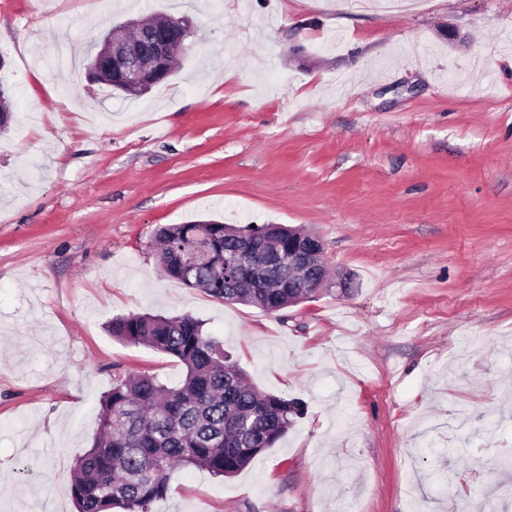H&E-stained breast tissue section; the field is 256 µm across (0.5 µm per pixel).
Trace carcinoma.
Here are the masks:
<instances>
[{"label": "carcinoma", "instance_id": "1", "mask_svg": "<svg viewBox=\"0 0 512 512\" xmlns=\"http://www.w3.org/2000/svg\"><path fill=\"white\" fill-rule=\"evenodd\" d=\"M245 237L259 247L275 240L288 249V227L281 224H172L158 230V263L165 276L216 299L269 313L288 307L295 294L286 281L244 288L246 277L237 284L224 280V263L234 260L235 241ZM203 247L204 257L187 265L189 254ZM109 331L177 358L186 375L177 386L148 374L112 383L92 446L75 462L77 512H153L175 471L195 467L231 477L274 447L300 412L293 399L255 390L224 343L189 314L130 313L112 319Z\"/></svg>", "mask_w": 512, "mask_h": 512}]
</instances>
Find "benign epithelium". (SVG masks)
Returning a JSON list of instances; mask_svg holds the SVG:
<instances>
[{
  "label": "benign epithelium",
  "instance_id": "obj_1",
  "mask_svg": "<svg viewBox=\"0 0 512 512\" xmlns=\"http://www.w3.org/2000/svg\"><path fill=\"white\" fill-rule=\"evenodd\" d=\"M182 46L175 32L167 28H144L131 20L104 39L93 42V62L89 75L97 83L112 81L129 95H141L169 77V59ZM241 264L262 274L263 286L279 287V272L286 270L288 287L320 288L327 281L325 266L318 262L324 254L323 242L315 234H296L288 240V262L278 248L259 255L247 247L239 250Z\"/></svg>",
  "mask_w": 512,
  "mask_h": 512
}]
</instances>
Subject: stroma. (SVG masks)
Returning <instances> with one entry per match:
<instances>
[{"mask_svg": "<svg viewBox=\"0 0 512 512\" xmlns=\"http://www.w3.org/2000/svg\"><path fill=\"white\" fill-rule=\"evenodd\" d=\"M126 2L0 0V512H75L113 381H182L107 332L139 312L304 404L154 512H512V0ZM160 11L196 32L178 73L90 82L89 41ZM204 220L311 231L348 284L270 314L165 277L157 230Z\"/></svg>", "mask_w": 512, "mask_h": 512, "instance_id": "35a3bbf8", "label": "stroma"}]
</instances>
